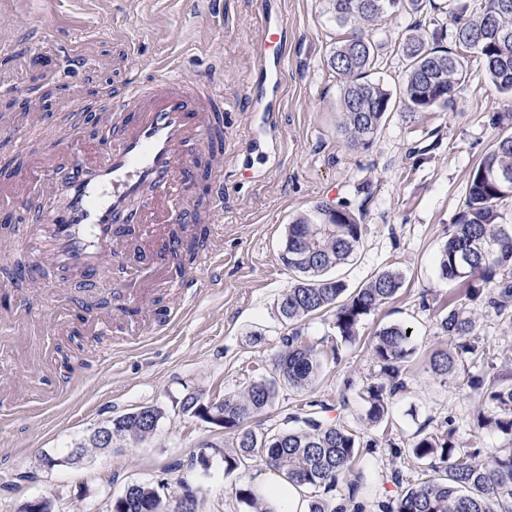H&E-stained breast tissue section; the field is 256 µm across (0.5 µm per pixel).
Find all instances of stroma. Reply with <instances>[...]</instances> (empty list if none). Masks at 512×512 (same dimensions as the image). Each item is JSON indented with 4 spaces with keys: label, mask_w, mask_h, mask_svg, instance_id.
Listing matches in <instances>:
<instances>
[{
    "label": "stroma",
    "mask_w": 512,
    "mask_h": 512,
    "mask_svg": "<svg viewBox=\"0 0 512 512\" xmlns=\"http://www.w3.org/2000/svg\"><path fill=\"white\" fill-rule=\"evenodd\" d=\"M279 19L288 23L286 55L273 83L257 53L266 24ZM453 24L452 14L428 5L372 26L371 77L397 103L371 145L353 150L338 131L343 80L328 63L352 27L336 22L329 0H28L22 16L0 18V27L12 28L23 47L0 53V113L45 115L40 139L1 146L2 162L25 165L42 142L75 126L106 138L102 101L171 65L192 80L221 63L226 108L222 287L202 286L171 303L167 329L137 344L113 347L108 337L87 335L76 344L46 335L13 342L15 359L6 371L20 381L22 410L0 421V512H20L40 497L53 499L56 512H109L129 485L159 481L167 466L187 460L201 442L223 443V431L183 415L180 401L191 392L221 400L273 376L272 356L287 332L278 302L293 280L279 255L289 224L319 202L349 204L364 228L354 260L334 271L348 289L384 269L400 271L404 283L360 323L354 341L337 342L330 313L304 320L302 334L322 359L315 388L280 387L274 406L253 418L252 427L288 429V414L316 400L324 405L323 420L357 430L362 459L372 464V489L353 493L347 476L335 496L353 501L358 512H381L386 499L397 497L393 471L418 470L407 452L417 434L452 426L459 447L486 453L504 443L502 434L478 429V396L462 374L438 376L429 366L431 354L448 346L437 319L456 290L439 279L437 256L466 208L474 165L499 134L512 131V99L490 83L474 50L464 54L467 76L448 109L412 113L401 103L403 41L420 30L428 42L454 48ZM80 54L90 58L89 66H74ZM38 58L49 61L61 86L46 101L32 90ZM258 89L266 92L271 114L254 111L250 95ZM21 229L18 223L0 229V317L26 298L34 321L45 326L52 319L48 296L68 295L79 302L72 325L95 318L110 294L108 281L64 283L45 264L36 276L13 277L16 263L27 259L11 246ZM393 324L410 327L413 353L387 418L372 423L364 396L382 371L371 340ZM474 332L490 362L512 369L511 315L476 310ZM104 346L110 352L103 356ZM40 347L67 354L75 381L70 396L48 398L42 374L29 363ZM32 393L45 398L34 414L24 410ZM145 406L162 413L151 436L93 453L77 466L40 469L42 455L64 456L94 428ZM182 474L200 489L198 512H246L231 490L244 470L225 473L217 457L208 470L184 467Z\"/></svg>",
    "instance_id": "stroma-1"
}]
</instances>
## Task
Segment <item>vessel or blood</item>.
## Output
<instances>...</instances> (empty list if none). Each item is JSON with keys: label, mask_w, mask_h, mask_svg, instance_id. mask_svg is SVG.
<instances>
[{"label": "vessel or blood", "mask_w": 512, "mask_h": 512, "mask_svg": "<svg viewBox=\"0 0 512 512\" xmlns=\"http://www.w3.org/2000/svg\"><path fill=\"white\" fill-rule=\"evenodd\" d=\"M221 81L215 74L188 81L168 70L107 103V140L44 144L42 163L31 175L0 183V199L9 209L22 207L34 183L59 198L29 224L19 242L22 251L50 263L62 280L95 278L132 255L137 263L126 270L131 279L160 268L164 285L183 293L200 281L215 282L222 265L217 251H204L198 266L185 270L170 269L167 256L178 247L172 227L186 221L180 199L196 183L201 158L214 165L212 206L201 220L216 228L224 221ZM120 312L136 340L155 335L144 304L129 299Z\"/></svg>", "instance_id": "vessel-or-blood-1"}]
</instances>
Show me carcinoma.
Returning a JSON list of instances; mask_svg holds the SVG:
<instances>
[{
  "label": "carcinoma",
  "instance_id": "carcinoma-1",
  "mask_svg": "<svg viewBox=\"0 0 512 512\" xmlns=\"http://www.w3.org/2000/svg\"><path fill=\"white\" fill-rule=\"evenodd\" d=\"M512 0H485L480 12L466 15V7L454 16L452 37L456 45L474 49L482 56L488 80L512 97ZM336 21L352 23L357 31L336 42L329 64L344 79L340 104L339 132L352 148L369 146L388 112L392 95L383 84L368 78L374 51L366 29L392 8L417 12L424 0H330ZM406 61L403 88L405 107L410 112L445 109L467 73L463 56L424 39L411 36L403 41ZM512 198V133L496 138L492 149L470 175L466 209L452 226L448 241L437 257L439 277L448 282L467 281V301L497 314L512 308V225L504 223L500 204ZM359 224L347 205L319 202L288 225L281 256L309 252L305 264H287L294 282L282 294L278 313L288 326L281 347L274 354L275 377L251 383L243 393L218 401L224 414V434L230 453L224 454V471L232 473L249 461L272 465L288 480L307 484L314 490L309 512H333L332 499L339 480L354 471L361 457L359 434L344 425L320 419L306 403L287 416L295 427L278 432H257L249 420L274 405L279 384L309 391L321 368L316 348L302 336L298 323L322 311H330L336 335L343 342L356 338L360 322L403 286V275L386 269L352 292L346 284L327 272L355 253L362 239ZM440 334L448 338V350L430 359V368L439 376L467 370L482 357L475 323L464 308H450L437 320ZM411 336L402 325L385 326L375 333L371 346L380 363L383 380L368 386L367 419L383 421L390 400L403 388L401 367L409 355ZM472 389L482 394L484 407L476 415L477 426L507 436L502 447L483 456L478 448L464 449L454 442L455 428L439 434H417L408 453L427 463L431 475L412 479L401 472L392 475L403 486L388 512H512V370L502 371L484 365L470 375ZM160 420L161 412L143 407L116 418L120 425L117 443L143 440L155 431L147 419ZM220 452L212 441L200 443L186 464L208 467L201 450ZM172 463L169 472L184 466ZM247 512H272L252 487H232ZM199 488L184 478L175 486L163 482L132 484L112 500V512H173L172 502L188 497L187 512H197Z\"/></svg>",
  "mask_w": 512,
  "mask_h": 512
}]
</instances>
